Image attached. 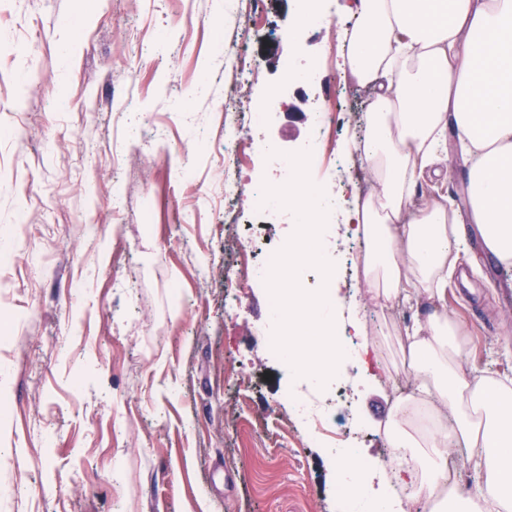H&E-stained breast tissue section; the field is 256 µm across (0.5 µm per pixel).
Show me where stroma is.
<instances>
[{
    "label": "stroma",
    "instance_id": "35a3bbf8",
    "mask_svg": "<svg viewBox=\"0 0 512 512\" xmlns=\"http://www.w3.org/2000/svg\"><path fill=\"white\" fill-rule=\"evenodd\" d=\"M344 0H318L328 22L300 25L296 0H0V512H338L334 440L289 426L288 367L254 329L265 288L224 285L243 215L267 249L288 229L254 208L250 180L274 176L251 151L225 171L224 144L246 135L250 104L283 86L264 135L303 147L312 111L340 103L329 163L312 171L326 195L364 197L376 182L348 149L368 131L371 87L343 82L354 24ZM293 39H286V32ZM242 44L256 70L234 73ZM331 57L326 79L283 83L288 60ZM240 109L224 113V86ZM454 172L423 179L414 203L453 205L467 249L451 254L448 311L469 332L465 377L512 382V268L483 251L466 212L470 160L449 138ZM193 166H186V158ZM242 190L224 200L225 178ZM332 296L374 320L386 371L342 364L357 395L336 413L357 453L386 460L407 332L427 302L387 305L365 281L337 278Z\"/></svg>",
    "mask_w": 512,
    "mask_h": 512
}]
</instances>
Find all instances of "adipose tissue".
Masks as SVG:
<instances>
[{"instance_id": "1", "label": "adipose tissue", "mask_w": 512, "mask_h": 512, "mask_svg": "<svg viewBox=\"0 0 512 512\" xmlns=\"http://www.w3.org/2000/svg\"><path fill=\"white\" fill-rule=\"evenodd\" d=\"M357 17L344 61L373 88L368 132L351 145L373 171L375 192L348 212L354 235L371 242L366 283L388 303L428 299L436 311L409 337L418 382L397 409L424 402L454 425L425 440L396 426L390 466L414 496L433 501L448 476L447 441L477 449L466 496L448 492V512H512V386L459 373L469 333L446 308L448 261L466 247L442 205L411 209L425 170L453 172L445 132L455 128L471 159L468 206L487 249L512 265V0H349ZM431 453L426 476L404 468L410 449Z\"/></svg>"}]
</instances>
